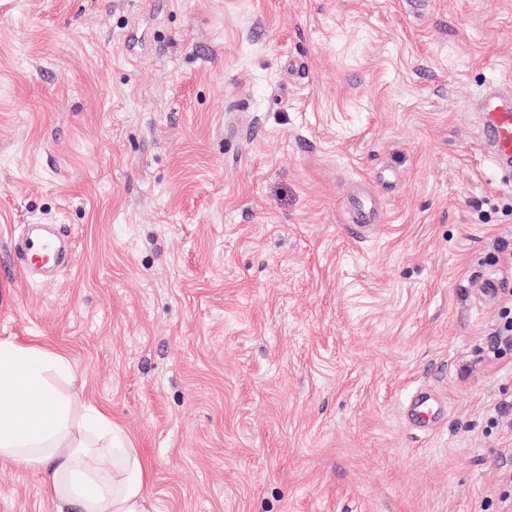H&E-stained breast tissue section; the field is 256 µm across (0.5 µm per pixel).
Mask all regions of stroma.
Masks as SVG:
<instances>
[{"label":"stroma","mask_w":512,"mask_h":512,"mask_svg":"<svg viewBox=\"0 0 512 512\" xmlns=\"http://www.w3.org/2000/svg\"><path fill=\"white\" fill-rule=\"evenodd\" d=\"M508 78L512 0H0V340L69 359L149 512H501L512 187L474 99ZM23 224L76 268L10 273ZM0 512L56 506L9 467ZM379 215L374 201L368 196L350 197L347 205V224H354L363 236L366 231L374 229L379 223Z\"/></svg>","instance_id":"stroma-1"}]
</instances>
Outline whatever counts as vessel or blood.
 Here are the masks:
<instances>
[{"mask_svg":"<svg viewBox=\"0 0 512 512\" xmlns=\"http://www.w3.org/2000/svg\"><path fill=\"white\" fill-rule=\"evenodd\" d=\"M476 110L483 146L494 164L512 163V82L504 80L482 92ZM347 221L359 232L375 228L379 215L368 196L349 198ZM9 261L32 282L44 283L77 262L73 238L62 224H27L11 236Z\"/></svg>","mask_w":512,"mask_h":512,"instance_id":"b4317fda","label":"vessel or blood"}]
</instances>
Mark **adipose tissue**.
<instances>
[{"label":"adipose tissue","mask_w":512,"mask_h":512,"mask_svg":"<svg viewBox=\"0 0 512 512\" xmlns=\"http://www.w3.org/2000/svg\"><path fill=\"white\" fill-rule=\"evenodd\" d=\"M76 381L48 347L0 341V467L38 469L57 512H149L150 468L107 410L61 393Z\"/></svg>","instance_id":"1"}]
</instances>
